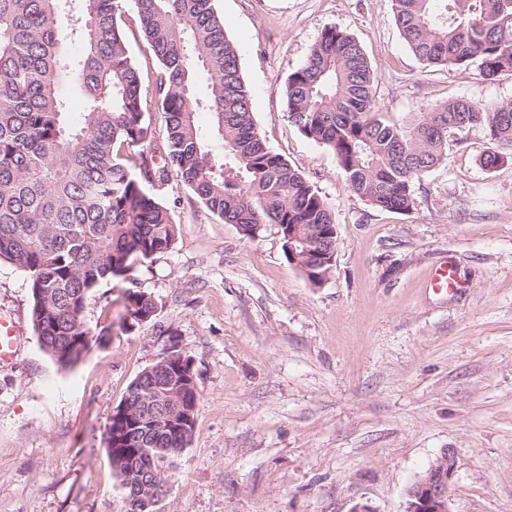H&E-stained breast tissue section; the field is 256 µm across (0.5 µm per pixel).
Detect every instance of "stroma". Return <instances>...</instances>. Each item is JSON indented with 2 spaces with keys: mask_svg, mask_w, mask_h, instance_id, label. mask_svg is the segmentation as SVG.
I'll list each match as a JSON object with an SVG mask.
<instances>
[{
  "mask_svg": "<svg viewBox=\"0 0 512 512\" xmlns=\"http://www.w3.org/2000/svg\"><path fill=\"white\" fill-rule=\"evenodd\" d=\"M217 8L261 137L333 211V272L312 286L285 259L277 226L251 239L180 181L149 187L177 226L171 250L136 274L155 316L124 331L128 284L102 282L84 316L110 334L64 370L39 346L26 273L0 262V315L24 338L0 368V512H124L104 433L172 338L194 363L199 403L165 512H349L358 502L405 512L408 489L446 449L451 512H512V161L485 169L487 144L471 130L415 182L410 212L383 211L294 127L283 95L329 27L359 42L377 105L399 124L455 98L510 101L512 72L423 64L391 0ZM444 263L458 291L427 290Z\"/></svg>",
  "mask_w": 512,
  "mask_h": 512,
  "instance_id": "35a3bbf8",
  "label": "stroma"
}]
</instances>
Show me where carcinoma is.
<instances>
[{"mask_svg": "<svg viewBox=\"0 0 512 512\" xmlns=\"http://www.w3.org/2000/svg\"><path fill=\"white\" fill-rule=\"evenodd\" d=\"M0 0V262L29 279L32 321L41 349L62 369L79 364L94 335L84 320L90 294L114 277L167 252L176 236L170 209L145 184L176 177L226 224L254 238L278 226L285 258L313 286L332 272L336 224L301 170L261 138L233 40L215 0ZM401 36L426 65L467 68L487 77L512 71V0H392ZM134 11L158 63L153 101L143 89L125 31ZM81 47L63 51L69 32ZM209 94L195 95L197 76ZM374 69L349 33L330 27L288 77L290 122L328 147L358 197L404 213L413 184L444 161L449 138L480 129L493 169L512 158V101L483 105L456 98L392 123L375 100ZM83 95L75 120L64 83ZM165 115L164 164L123 150L149 142L145 114ZM210 118L211 137L197 122ZM123 328L152 321L154 298L124 294ZM178 351L130 383L104 443L124 489L125 512H164L177 461L195 420L177 427L161 393L181 376Z\"/></svg>", "mask_w": 512, "mask_h": 512, "instance_id": "1", "label": "carcinoma"}]
</instances>
